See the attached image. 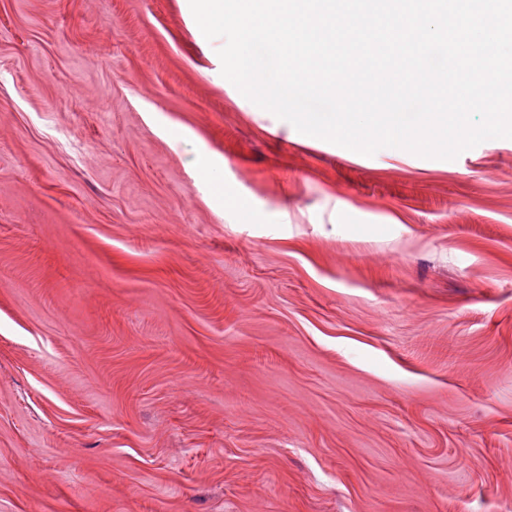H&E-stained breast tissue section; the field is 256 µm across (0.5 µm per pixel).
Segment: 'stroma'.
<instances>
[{
    "instance_id": "1",
    "label": "stroma",
    "mask_w": 512,
    "mask_h": 512,
    "mask_svg": "<svg viewBox=\"0 0 512 512\" xmlns=\"http://www.w3.org/2000/svg\"><path fill=\"white\" fill-rule=\"evenodd\" d=\"M195 28L0 0V512H512V139L304 140Z\"/></svg>"
}]
</instances>
